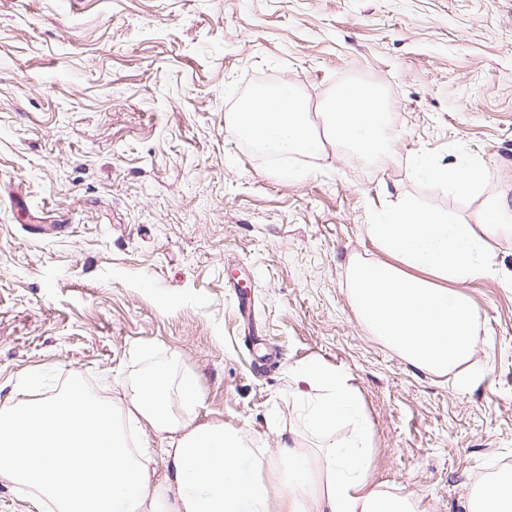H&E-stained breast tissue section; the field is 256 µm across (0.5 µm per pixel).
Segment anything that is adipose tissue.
I'll return each mask as SVG.
<instances>
[{"mask_svg": "<svg viewBox=\"0 0 512 512\" xmlns=\"http://www.w3.org/2000/svg\"><path fill=\"white\" fill-rule=\"evenodd\" d=\"M335 142L365 157L386 154L384 106L371 90L349 87L322 104ZM239 135L267 151L320 150L306 105L290 86L255 92L234 117ZM418 174L454 194L478 192L484 171L476 164L439 166L416 161ZM489 207L476 224L453 223L402 199L387 201L367 231L385 260L349 266L350 296L360 320L413 366L445 375L474 354L476 314L457 285L497 274L485 236L502 225ZM319 388L304 416L324 442L309 458L292 431L277 430L276 455L284 464L281 488L263 475L264 454L244 433L221 425H195L180 410L196 407L194 375L171 384L165 368L144 373L123 410L88 393L73 377L59 395L0 408V481L36 491L30 504L42 512H421L408 493L384 489L369 477L371 437L361 424L360 400L348 375L312 362L298 372ZM356 427L347 441L334 437L338 422ZM153 432L160 451L130 449L131 438ZM168 473L156 480L155 454ZM174 486L166 507L160 484Z\"/></svg>", "mask_w": 512, "mask_h": 512, "instance_id": "obj_1", "label": "adipose tissue"}]
</instances>
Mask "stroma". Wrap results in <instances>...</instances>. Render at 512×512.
<instances>
[{"label": "stroma", "mask_w": 512, "mask_h": 512, "mask_svg": "<svg viewBox=\"0 0 512 512\" xmlns=\"http://www.w3.org/2000/svg\"><path fill=\"white\" fill-rule=\"evenodd\" d=\"M358 75L386 106L383 159L328 143L276 165L234 128L254 86L287 83L325 132L323 100ZM418 155L478 164L480 192L419 180ZM389 197L512 215V0H0V407L76 373L117 400L165 364L198 379L194 423L272 463L275 423L319 452L294 374L322 361L360 395L370 479L467 512L512 462V231L486 237L499 275L458 285L477 324L462 390L353 307L348 268L382 259L366 226Z\"/></svg>", "instance_id": "stroma-1"}]
</instances>
